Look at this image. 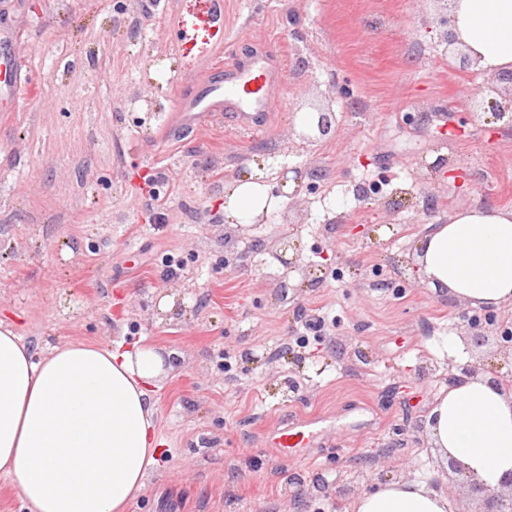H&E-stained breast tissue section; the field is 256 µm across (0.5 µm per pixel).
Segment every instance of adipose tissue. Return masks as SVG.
<instances>
[{
	"mask_svg": "<svg viewBox=\"0 0 512 512\" xmlns=\"http://www.w3.org/2000/svg\"><path fill=\"white\" fill-rule=\"evenodd\" d=\"M452 32L471 60L512 74V0H449ZM247 176L224 186V216L246 225L279 205ZM440 295L472 307L512 305V210L477 205L431 225L414 245ZM164 360L150 346L68 343L46 353L0 330V473L29 512H125L162 448L151 394ZM434 448L491 488L512 473V394L482 376L449 382L429 412ZM351 512H453L446 492L394 479Z\"/></svg>",
	"mask_w": 512,
	"mask_h": 512,
	"instance_id": "1",
	"label": "adipose tissue"
}]
</instances>
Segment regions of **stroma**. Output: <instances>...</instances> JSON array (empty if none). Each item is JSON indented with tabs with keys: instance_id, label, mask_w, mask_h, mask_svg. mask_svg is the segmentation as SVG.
<instances>
[{
	"instance_id": "stroma-1",
	"label": "stroma",
	"mask_w": 512,
	"mask_h": 512,
	"mask_svg": "<svg viewBox=\"0 0 512 512\" xmlns=\"http://www.w3.org/2000/svg\"><path fill=\"white\" fill-rule=\"evenodd\" d=\"M0 0V37L22 61L21 95L0 112V325L42 353L68 342L148 344L163 453L127 512H345L375 483L439 480L457 512H482L446 472L426 419L449 367L512 379L495 342L451 357L472 307L424 281L414 242L449 213L512 209V127L465 123L471 88L500 75L444 54L433 0H224V42L184 59L171 16L134 0ZM283 58L265 133L141 121L136 92L171 113L216 63L258 49ZM350 89V98L340 95ZM336 96V133L303 146L299 113ZM266 162L316 175L267 223L221 222L232 180ZM165 171L164 228L133 208ZM287 236L312 271L280 297L254 240ZM183 278L163 273L167 255ZM335 320L331 335L307 319ZM312 420L282 458L274 426Z\"/></svg>"
}]
</instances>
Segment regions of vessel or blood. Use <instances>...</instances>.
Masks as SVG:
<instances>
[{
    "instance_id": "b4317fda",
    "label": "vessel or blood",
    "mask_w": 512,
    "mask_h": 512,
    "mask_svg": "<svg viewBox=\"0 0 512 512\" xmlns=\"http://www.w3.org/2000/svg\"><path fill=\"white\" fill-rule=\"evenodd\" d=\"M19 65L10 62L9 74L0 79V112H8L18 98L21 84ZM284 77L281 57L270 51L255 53L243 66L230 67L226 77L206 80L201 93L183 98L179 105L180 119L197 124L201 119L223 113L236 129L250 136L263 133L265 118L277 105L276 92ZM307 430L280 428L274 444L282 452L308 445Z\"/></svg>"
}]
</instances>
